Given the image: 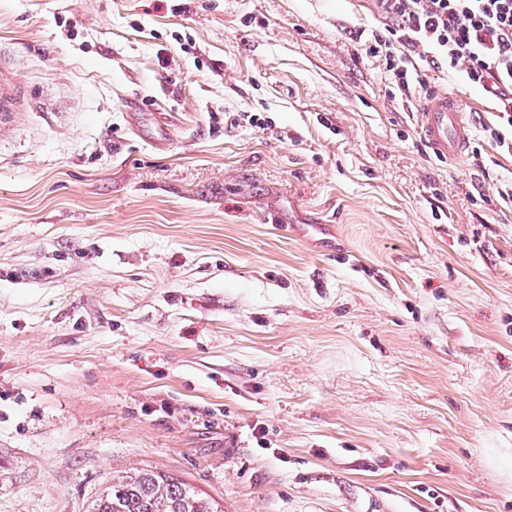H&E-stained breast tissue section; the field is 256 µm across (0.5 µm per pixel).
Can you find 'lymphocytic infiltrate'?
<instances>
[{
    "label": "lymphocytic infiltrate",
    "instance_id": "obj_1",
    "mask_svg": "<svg viewBox=\"0 0 512 512\" xmlns=\"http://www.w3.org/2000/svg\"><path fill=\"white\" fill-rule=\"evenodd\" d=\"M383 27L360 43L402 97L423 86L421 63H447L512 112V0H380Z\"/></svg>",
    "mask_w": 512,
    "mask_h": 512
}]
</instances>
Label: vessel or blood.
Masks as SVG:
<instances>
[{
    "label": "vessel or blood",
    "instance_id": "obj_1",
    "mask_svg": "<svg viewBox=\"0 0 512 512\" xmlns=\"http://www.w3.org/2000/svg\"><path fill=\"white\" fill-rule=\"evenodd\" d=\"M16 92L0 78V133L14 115ZM418 127L433 153L450 159L461 157L470 144V134L459 107L442 91H432L416 112Z\"/></svg>",
    "mask_w": 512,
    "mask_h": 512
}]
</instances>
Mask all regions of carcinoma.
<instances>
[{"mask_svg":"<svg viewBox=\"0 0 512 512\" xmlns=\"http://www.w3.org/2000/svg\"><path fill=\"white\" fill-rule=\"evenodd\" d=\"M92 512H221L183 480L140 469L114 475Z\"/></svg>","mask_w":512,"mask_h":512,"instance_id":"cac0c4a2","label":"carcinoma"}]
</instances>
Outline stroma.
Instances as JSON below:
<instances>
[{
	"label": "stroma",
	"instance_id": "1",
	"mask_svg": "<svg viewBox=\"0 0 512 512\" xmlns=\"http://www.w3.org/2000/svg\"><path fill=\"white\" fill-rule=\"evenodd\" d=\"M376 0H0V512H512V126L437 157ZM254 122L242 120V113ZM16 104V92L14 86L7 80L1 79L0 70V137L1 132L5 131V126L9 123L10 118L13 117V112ZM173 475L140 469L113 475L91 512H222Z\"/></svg>",
	"mask_w": 512,
	"mask_h": 512
}]
</instances>
